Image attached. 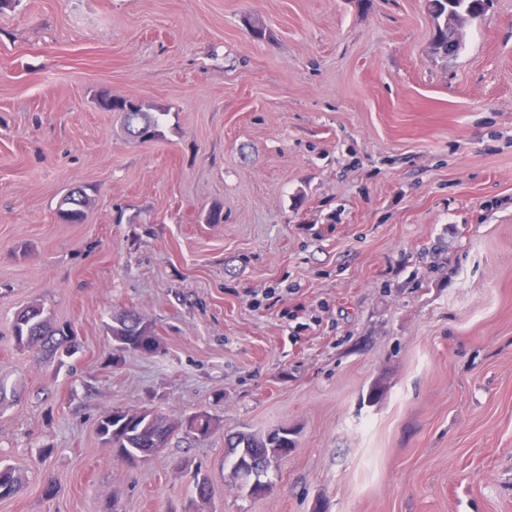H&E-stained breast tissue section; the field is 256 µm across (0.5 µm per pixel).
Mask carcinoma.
<instances>
[{"label": "carcinoma", "instance_id": "cac0c4a2", "mask_svg": "<svg viewBox=\"0 0 512 512\" xmlns=\"http://www.w3.org/2000/svg\"><path fill=\"white\" fill-rule=\"evenodd\" d=\"M428 13L436 25L434 49L448 53V40L453 38L456 25L464 16H473L484 8V0H426ZM97 104L109 112H120L128 134L136 140L146 142L158 132V121L142 106L129 98H114L109 93L99 95ZM86 201L72 203V196L65 197L57 211L60 219L67 224H81L87 217L84 209ZM112 339L120 351L132 350L152 353L157 348V340L151 327L146 325L139 314L128 311L116 318L110 327ZM13 339L19 348H28L46 355L57 363L74 354V345L68 332L55 327L44 309L29 307L19 312L13 323ZM213 421L205 414L189 418V425L182 421H171L167 417L150 410L130 412L115 409L107 415L105 428L112 434V448L118 455L132 463L144 461L165 448L176 431H184L197 437H206L213 431ZM235 458L250 460L242 469L233 465L235 475L240 479V487L252 497H261L266 491V483L261 477L272 465L288 457L294 448L288 431L276 430L265 437L249 433H237L228 438ZM22 484V475L9 465H0V499L14 496ZM210 481L200 472L193 476L191 497L184 512H191L199 501L210 497Z\"/></svg>", "mask_w": 512, "mask_h": 512}]
</instances>
